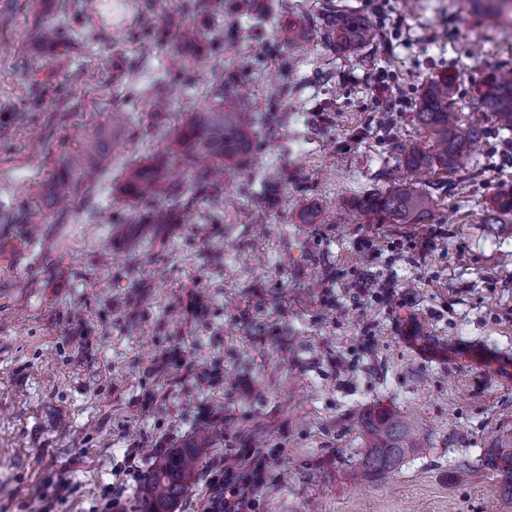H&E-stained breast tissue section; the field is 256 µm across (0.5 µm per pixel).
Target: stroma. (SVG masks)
I'll return each mask as SVG.
<instances>
[{"instance_id":"stroma-1","label":"stroma","mask_w":512,"mask_h":512,"mask_svg":"<svg viewBox=\"0 0 512 512\" xmlns=\"http://www.w3.org/2000/svg\"><path fill=\"white\" fill-rule=\"evenodd\" d=\"M380 32L357 53L323 34L327 0H0V512H92L108 490L137 512L157 455L218 438L174 512H512L487 463L512 436V132L471 101L512 65V27L468 0H336ZM56 29L55 44L33 34ZM312 35L288 44L291 24ZM208 30L175 72L165 34ZM259 114L222 207L172 197L151 224L122 170L167 158L225 73ZM459 75L486 135L443 179L411 171L425 84ZM391 88L378 111L372 90ZM112 168L35 210L49 174L95 133ZM434 187L425 224L379 223L360 200L401 180ZM369 274L388 287L360 295ZM413 417L427 435L388 480L358 484V419ZM136 472H129V464Z\"/></svg>"}]
</instances>
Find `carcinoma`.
<instances>
[{"mask_svg":"<svg viewBox=\"0 0 512 512\" xmlns=\"http://www.w3.org/2000/svg\"><path fill=\"white\" fill-rule=\"evenodd\" d=\"M486 16L501 20L502 0H472ZM324 35L336 49L353 53L376 38V31L363 16L329 4L322 14ZM218 104L197 112L177 132L172 159L195 161L207 159L211 166L194 174L191 181L175 186L181 195L191 189L213 194L212 202H220L219 176L225 174L228 162L247 155L256 134L255 102L238 91V83L228 78L215 89ZM474 105L490 113L498 127L512 132V68L494 73L485 90L474 98ZM416 120L426 133L429 146H413L406 161L413 170L446 171L456 169L469 160L474 143L482 139L485 129L462 120L457 109V76L441 74L430 80L421 94ZM111 151L106 139L97 136L70 156L49 183L51 197H67L89 173L109 167ZM165 175L163 165H135L128 169L124 194L128 202H142L155 196ZM359 208L399 224H419L430 218L435 208L432 193L421 190L411 181L397 185L386 196L362 200ZM488 223H500V216L512 214V192H500L491 199ZM364 455L358 474L368 482H381L392 475L402 460L417 448V422L406 415L389 410L369 413L360 420ZM199 467L197 445L174 448L160 456L141 482L137 499L140 512H172L184 494L187 481ZM495 470L503 480L504 495L512 500V441L495 455Z\"/></svg>","mask_w":512,"mask_h":512,"instance_id":"cac0c4a2","label":"carcinoma"}]
</instances>
